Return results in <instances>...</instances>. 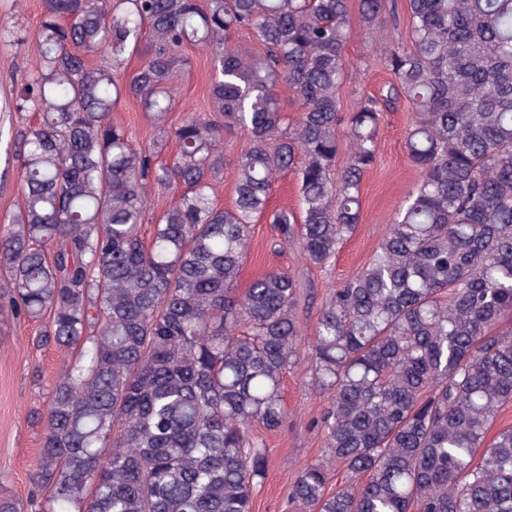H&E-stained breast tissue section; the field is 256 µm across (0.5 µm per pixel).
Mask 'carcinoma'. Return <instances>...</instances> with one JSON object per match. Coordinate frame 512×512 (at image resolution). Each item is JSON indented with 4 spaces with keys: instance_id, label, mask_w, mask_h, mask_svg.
Returning a JSON list of instances; mask_svg holds the SVG:
<instances>
[{
    "instance_id": "obj_1",
    "label": "carcinoma",
    "mask_w": 512,
    "mask_h": 512,
    "mask_svg": "<svg viewBox=\"0 0 512 512\" xmlns=\"http://www.w3.org/2000/svg\"><path fill=\"white\" fill-rule=\"evenodd\" d=\"M16 99L22 204L0 226V292L39 343L78 350L40 414L26 501L0 512H252L300 360L297 278L238 289L276 178L300 215L272 216L306 265L328 266L360 219L383 112L403 99L421 170L369 262L320 307L310 385L325 455L284 512H512V0H44ZM408 38L400 32V12ZM385 43L393 81L341 109L352 25ZM250 30L245 52L231 32ZM193 44L211 115L173 123ZM145 62L127 73L135 51ZM304 106L286 122L279 89ZM152 130L112 123L121 95ZM247 132L234 201L217 202L224 130ZM350 156L335 173L340 130ZM174 142L172 163L157 161ZM171 197L150 237L151 190ZM345 479L332 485L333 472ZM269 208L271 211L283 208L299 211L297 179L292 172L277 178Z\"/></svg>"
}]
</instances>
